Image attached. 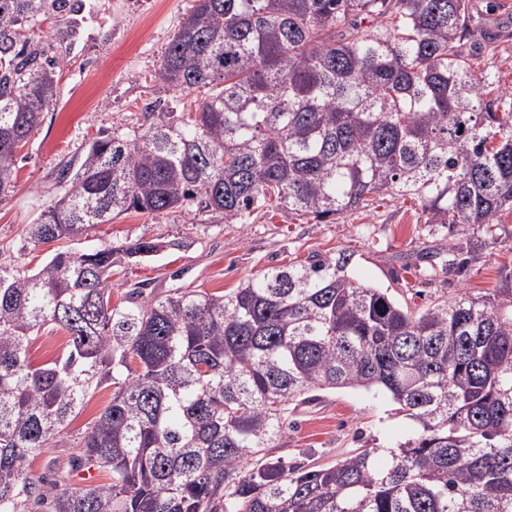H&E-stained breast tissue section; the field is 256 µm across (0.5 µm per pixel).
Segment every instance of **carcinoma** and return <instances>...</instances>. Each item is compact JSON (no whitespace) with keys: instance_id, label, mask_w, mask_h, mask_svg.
I'll use <instances>...</instances> for the list:
<instances>
[{"instance_id":"obj_1","label":"carcinoma","mask_w":512,"mask_h":512,"mask_svg":"<svg viewBox=\"0 0 512 512\" xmlns=\"http://www.w3.org/2000/svg\"><path fill=\"white\" fill-rule=\"evenodd\" d=\"M44 0H0V196L55 95L27 48ZM472 0H192L161 57L194 112L99 134L26 230L56 244L35 273L0 264V512H512V310L463 294L415 312L348 272L351 255L272 268L231 293L112 304L117 255L69 241L133 209L244 224L275 196L316 221L395 194L426 223L492 241L512 212V99L486 92ZM448 245V272L467 269ZM66 335L33 363V338ZM112 400L69 461L85 489L28 472L103 386ZM379 388L417 422L396 448L327 467L251 462L315 391Z\"/></svg>"}]
</instances>
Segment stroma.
<instances>
[{
  "label": "stroma",
  "mask_w": 512,
  "mask_h": 512,
  "mask_svg": "<svg viewBox=\"0 0 512 512\" xmlns=\"http://www.w3.org/2000/svg\"><path fill=\"white\" fill-rule=\"evenodd\" d=\"M475 24L495 35L497 51L465 52L499 93L512 91V0H475ZM191 0H70L68 7H46L39 22L26 27L32 48L56 58L57 102L45 112L34 135L20 151L15 184L0 198V263L35 272L53 256L52 245L27 244L25 229L56 195L61 164L78 161L99 133L125 132L136 126L155 102L194 109V94L169 89L157 76L164 49ZM140 238L166 242L150 259H122L112 272V299L125 298L141 283L149 296L185 289L229 292L268 268L353 255L357 280L387 289L398 302L424 309L462 294H490L508 303L512 289V212L502 216L498 242L469 228L451 230L429 224L418 204L396 196L369 205L332 223L272 206L246 224H227L221 216L172 212L146 217L128 212L96 225L74 252L117 246ZM472 247L474 260L466 275L449 274L448 243ZM112 390L95 391L67 428V445L50 448L31 462L37 476L56 478L73 488L104 482L98 471L71 472L72 448L109 404ZM286 438L276 442L272 457L291 463L327 465L366 448H391L410 436L415 423L379 391L339 389L290 413Z\"/></svg>",
  "instance_id": "35a3bbf8"
}]
</instances>
